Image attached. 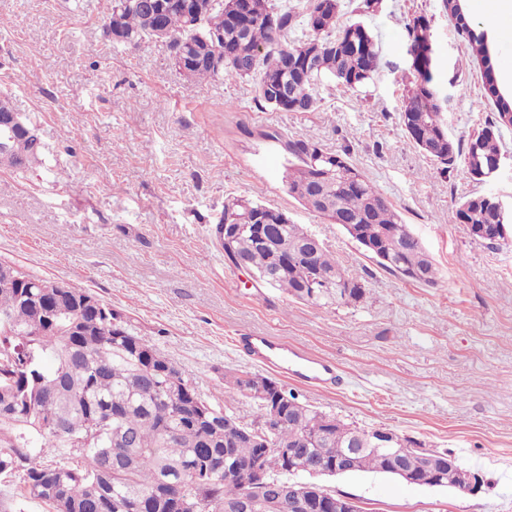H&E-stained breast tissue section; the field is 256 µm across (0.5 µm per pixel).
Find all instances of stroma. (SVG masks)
Segmentation results:
<instances>
[{
  "mask_svg": "<svg viewBox=\"0 0 512 512\" xmlns=\"http://www.w3.org/2000/svg\"><path fill=\"white\" fill-rule=\"evenodd\" d=\"M102 2L0 0V96L45 145L27 172L0 168V261L90 291L190 372L202 398L241 417L250 404L225 372L274 370L239 337L294 342L334 361L341 379L323 392L288 382L300 400L451 452L487 480L475 495L379 473L325 480L362 512H512V239L490 245L448 221L478 192L512 204V130L502 169L479 185L460 159L440 173L400 122L413 77L405 27L419 15L448 89L449 135L467 138L494 118L483 66L467 61L442 0H380L366 15L360 0H343L339 24L369 27L380 69L359 90L322 85L314 112L259 105L248 82L187 79L161 43L105 42ZM300 138L348 151L434 258L437 285L385 272L289 195L285 143ZM233 197L278 207L315 234L358 268L366 302H292L233 265L213 239Z\"/></svg>",
  "mask_w": 512,
  "mask_h": 512,
  "instance_id": "1",
  "label": "stroma"
}]
</instances>
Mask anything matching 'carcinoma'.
Returning a JSON list of instances; mask_svg holds the SVG:
<instances>
[{"label":"carcinoma","instance_id":"carcinoma-1","mask_svg":"<svg viewBox=\"0 0 512 512\" xmlns=\"http://www.w3.org/2000/svg\"><path fill=\"white\" fill-rule=\"evenodd\" d=\"M102 20L112 19L104 37L123 46L144 40L162 43L174 67L192 80L222 76L253 82L255 100L289 112L299 103L304 111L319 107L318 85L336 71L347 74L344 87L357 89L377 74L380 49L371 32L361 58L345 49L342 37L365 24L341 27L314 16L316 0L302 10L274 0H202L206 22L196 26L177 0L160 30L135 0H104ZM448 16L466 36L468 57L485 65L484 79L495 97V130L476 132L462 143L448 136L437 112L439 87L434 69H417L402 100L401 120L409 143L442 165L465 159L472 175L492 158L504 157L503 113H512V95L496 86L484 33L468 22L465 7L442 0ZM304 36L292 43L297 27ZM410 46L431 43L429 21L418 16L407 24ZM325 45L315 69L303 75L288 72L307 45ZM285 86L287 99L275 96ZM452 148H439L441 137ZM288 193L306 209L340 225L363 254L383 270L422 286L438 282L439 269L420 240L356 167L347 153L330 152L307 140L286 143ZM44 145L24 146L17 172L42 162ZM475 194L448 215L463 219L471 235L491 244V219ZM263 214L271 224L267 242L257 244L253 224L244 223L225 255L247 261L256 276L291 300L316 307L358 306L367 288L358 270L347 267L325 245L303 257L308 232L299 224H281L282 210L236 197L224 203L219 223ZM22 285L0 283V479L18 481L20 495L46 505L49 512H241L239 481L224 476V465L241 470L258 467L265 474L253 498H277L275 482L289 478L288 449L302 448L311 462L326 465L355 447L371 430L350 425L333 414L302 403L275 378L257 373H228L226 383L252 400L248 421L228 408L211 406L205 416L192 403L200 397L191 374L137 336L120 316L79 334L90 321L81 303L70 295L45 293V279L20 274ZM280 404L283 418L266 420L264 402ZM393 461L381 452L364 451L353 472L389 475ZM437 487L457 488L456 467L437 470Z\"/></svg>","mask_w":512,"mask_h":512}]
</instances>
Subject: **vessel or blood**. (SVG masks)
<instances>
[{"label": "vessel or blood", "mask_w": 512, "mask_h": 512, "mask_svg": "<svg viewBox=\"0 0 512 512\" xmlns=\"http://www.w3.org/2000/svg\"><path fill=\"white\" fill-rule=\"evenodd\" d=\"M239 343L249 357L263 363L277 365L291 359L300 361L302 367L296 375L313 389L328 388L337 380L334 363L314 357L296 344L263 333L241 337Z\"/></svg>", "instance_id": "1"}]
</instances>
